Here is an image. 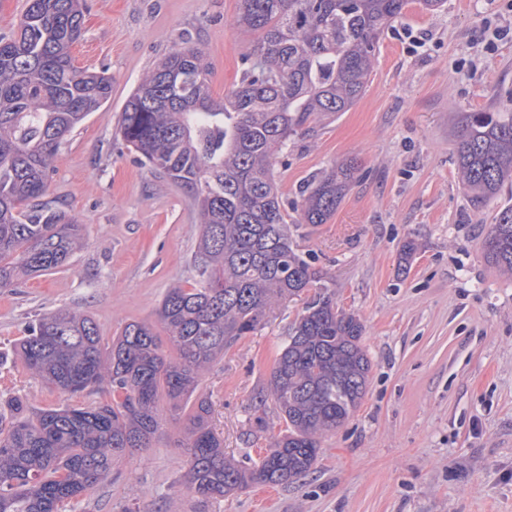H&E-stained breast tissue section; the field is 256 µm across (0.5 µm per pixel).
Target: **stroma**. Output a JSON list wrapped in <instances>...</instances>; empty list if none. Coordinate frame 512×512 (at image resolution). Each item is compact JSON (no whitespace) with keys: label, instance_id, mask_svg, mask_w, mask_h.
Here are the masks:
<instances>
[{"label":"stroma","instance_id":"stroma-1","mask_svg":"<svg viewBox=\"0 0 512 512\" xmlns=\"http://www.w3.org/2000/svg\"><path fill=\"white\" fill-rule=\"evenodd\" d=\"M75 66L106 72L112 96L61 144L43 205L75 215L85 242L62 269L0 290V402L31 410L69 404L17 358L37 315L67 308L101 336L126 323L158 324L168 288L187 284L199 223L185 192L142 165L116 137L141 76L183 43L210 64V91L236 88L247 37L237 0H87ZM510 28L497 39L486 24ZM512 112V0H445L435 12L410 0L380 42L367 91L351 109L322 116L278 156L275 181L288 232L328 281L338 309L362 322L372 369L349 419L321 439L313 469L279 485L201 499L184 483L182 421L160 400L163 424L140 456L61 512H512V275L484 256L512 181L483 203L463 191L456 161L462 113ZM356 159L336 214L304 224L299 189ZM416 251L399 262L405 241ZM302 301L267 310L224 350L195 399L212 403L224 454L243 465L286 425L267 391Z\"/></svg>","mask_w":512,"mask_h":512}]
</instances>
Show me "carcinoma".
<instances>
[{"label": "carcinoma", "mask_w": 512, "mask_h": 512, "mask_svg": "<svg viewBox=\"0 0 512 512\" xmlns=\"http://www.w3.org/2000/svg\"><path fill=\"white\" fill-rule=\"evenodd\" d=\"M235 22L257 37L242 46L244 73L218 103L197 47L169 52L127 97L117 135L140 162L188 194L199 217L189 288H169L157 311L171 351L152 325L125 324L112 342L69 309L42 315L17 353L46 384L71 396L104 386L112 403L29 412L0 406V512H59L104 481L112 465L151 447L163 397L178 411L224 347L255 331L275 304L302 297V313L269 388L287 433L249 468L224 456L211 404L188 415L187 488L203 499L309 472L321 438L366 394L371 362L364 326L336 308L329 286L288 237L274 165L290 137L319 114L346 112L365 94L379 42L408 0H238ZM86 0H27L17 31L0 37V289L66 266L84 225L42 196L60 145L106 103V72L75 66ZM461 183L481 203L512 179V113L467 112L460 122ZM355 164L313 178L297 205L325 224L347 196ZM485 257L512 273V207L497 214Z\"/></svg>", "instance_id": "cac0c4a2"}]
</instances>
